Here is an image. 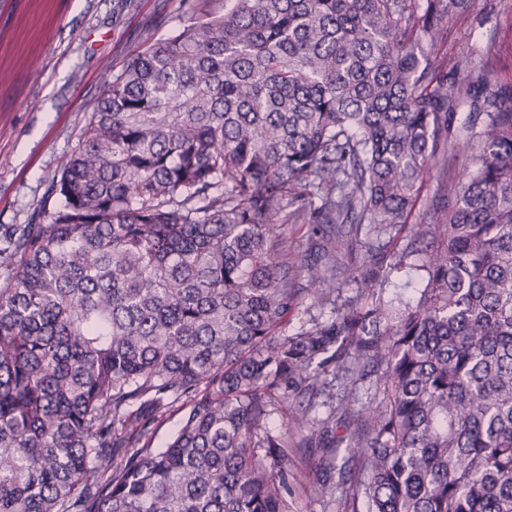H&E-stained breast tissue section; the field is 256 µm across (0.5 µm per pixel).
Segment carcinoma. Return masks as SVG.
I'll return each mask as SVG.
<instances>
[{"label":"carcinoma","mask_w":512,"mask_h":512,"mask_svg":"<svg viewBox=\"0 0 512 512\" xmlns=\"http://www.w3.org/2000/svg\"><path fill=\"white\" fill-rule=\"evenodd\" d=\"M181 2L187 24L86 109L30 222L0 225V512H294L315 436L345 448L329 469L352 512H512V85L431 59L472 0ZM464 99L447 201L356 274L415 257L414 296L282 332L278 228L321 231L304 268L329 300L347 233L396 239ZM345 355L374 401L288 447L274 406L308 425L302 398ZM181 404L182 402H179L174 404L172 407L165 409L158 418L156 424L159 426L153 441L154 448L162 446V444L166 442L177 430L182 415V412L178 410Z\"/></svg>","instance_id":"obj_1"}]
</instances>
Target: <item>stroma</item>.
<instances>
[{"instance_id":"35a3bbf8","label":"stroma","mask_w":512,"mask_h":512,"mask_svg":"<svg viewBox=\"0 0 512 512\" xmlns=\"http://www.w3.org/2000/svg\"><path fill=\"white\" fill-rule=\"evenodd\" d=\"M179 0H0V225L27 223L62 157L71 153L87 105L100 93L107 69H120L146 36L168 37L186 22ZM469 57H462V44ZM462 75L512 84V0H473L468 13L449 17L434 51ZM464 157L442 143L423 177L406 226L387 252L406 243L417 224L432 223L450 176ZM279 259L294 288L304 289L306 262L316 256L313 227H282ZM365 236L349 237L337 257V305L366 294L350 270L367 260ZM326 453L302 449L289 477L296 512H351L341 491L324 493Z\"/></svg>"}]
</instances>
